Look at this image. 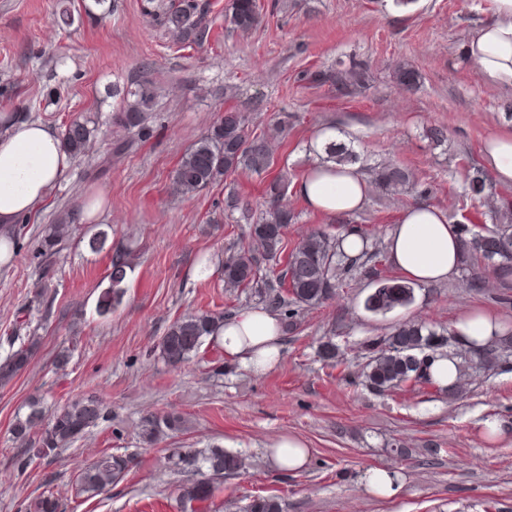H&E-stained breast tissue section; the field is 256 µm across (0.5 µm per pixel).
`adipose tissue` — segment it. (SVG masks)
Listing matches in <instances>:
<instances>
[{
    "label": "adipose tissue",
    "instance_id": "1",
    "mask_svg": "<svg viewBox=\"0 0 512 512\" xmlns=\"http://www.w3.org/2000/svg\"><path fill=\"white\" fill-rule=\"evenodd\" d=\"M466 53L489 79L512 86V0H495L494 20L473 31ZM69 165L59 135L44 123H14L0 136V264L13 258L18 219L50 196ZM299 192L312 209L336 217L360 210L368 187L357 168L317 164ZM388 249L405 278L421 286L446 281L459 269L458 228L428 205L405 209L388 237ZM282 336L281 321L262 308L226 318L217 332L225 354L257 372L278 363Z\"/></svg>",
    "mask_w": 512,
    "mask_h": 512
}]
</instances>
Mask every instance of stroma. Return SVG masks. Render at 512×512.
I'll list each match as a JSON object with an SVG mask.
<instances>
[{
	"mask_svg": "<svg viewBox=\"0 0 512 512\" xmlns=\"http://www.w3.org/2000/svg\"><path fill=\"white\" fill-rule=\"evenodd\" d=\"M207 2L214 35L190 47L153 21L147 0H115L108 13L94 0H0V114L59 132L84 116L98 128L53 194L18 222L16 256L0 265V361L11 337L39 338L26 369L0 383V512H35L46 491L59 512H223L228 501L242 506L255 496L279 497L285 512H512V355L491 370L466 368L453 396L434 388L380 395L364 383L359 349L399 322L451 328L471 310L493 314L512 333V284L494 283L491 273L476 292L459 273L416 287L409 307L383 318L363 306L375 280L353 275L332 300L296 310L279 362L262 373L226 358L210 338L178 368L158 348L180 316L270 307L279 266L263 262L257 284L231 292L220 262L251 246L250 225L266 208L271 177H288L292 244L315 231L337 237L358 230L384 253L408 206L439 208L453 224L487 211L488 198L465 193L460 162L487 167L488 136L512 130V87L486 77L462 44L492 17L494 0H416L407 8L394 0H261V21L246 35L225 22L228 0ZM400 63L418 72L415 89L396 84ZM353 64L368 69L364 87L345 92L305 78ZM143 75L156 86L154 135L109 155L111 141L125 135L112 116ZM228 108L272 143L270 171L240 170L196 195L174 193L178 161ZM441 125L448 140L436 146L427 133ZM326 128L351 144L363 173L397 162L415 172L417 191L369 192L347 225L310 209L297 185L317 163L315 138ZM106 156L109 173L94 178ZM99 192V221L111 226L112 243L137 255L123 303L109 316L96 311L105 253L75 237L50 261L38 252L58 211ZM232 196L249 201L250 214L229 208ZM329 340L342 368L319 354ZM64 348L72 355L59 368L55 357ZM88 396L103 402L106 418L57 456L19 470L22 443L11 427L27 401L54 411ZM166 415L181 417L182 430L143 445L146 419ZM489 421L500 424L501 438L485 435ZM288 436L311 454L292 473L267 455ZM213 445L240 453L244 468L218 483L209 502L182 503L180 489L192 475L181 469L178 450ZM400 447L406 456L397 455ZM105 454L130 457L123 477L105 494H78L79 470ZM374 468L397 474L396 496L367 490L363 479Z\"/></svg>",
	"mask_w": 512,
	"mask_h": 512,
	"instance_id": "1",
	"label": "stroma"
}]
</instances>
